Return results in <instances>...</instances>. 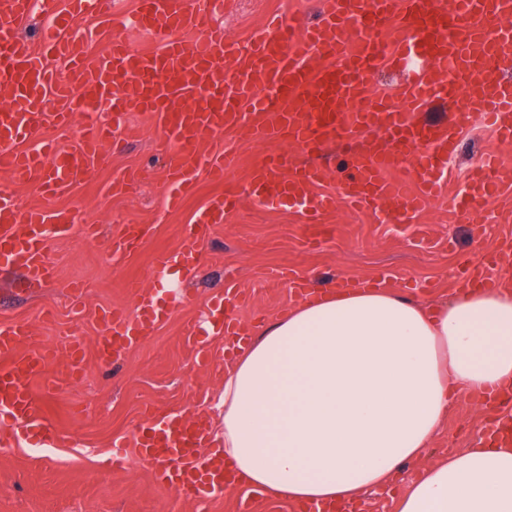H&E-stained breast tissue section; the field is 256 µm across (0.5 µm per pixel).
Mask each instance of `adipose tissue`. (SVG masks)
<instances>
[{
  "instance_id": "obj_1",
  "label": "adipose tissue",
  "mask_w": 512,
  "mask_h": 512,
  "mask_svg": "<svg viewBox=\"0 0 512 512\" xmlns=\"http://www.w3.org/2000/svg\"><path fill=\"white\" fill-rule=\"evenodd\" d=\"M512 387V288L425 304L339 291L260 329L224 377V458L250 488L334 505L392 483L463 396ZM397 512H512V447L426 468Z\"/></svg>"
}]
</instances>
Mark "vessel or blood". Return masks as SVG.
<instances>
[{"label": "vessel or blood", "mask_w": 512, "mask_h": 512, "mask_svg": "<svg viewBox=\"0 0 512 512\" xmlns=\"http://www.w3.org/2000/svg\"><path fill=\"white\" fill-rule=\"evenodd\" d=\"M51 18L42 48L21 37L33 4ZM110 0H0V171L36 185L51 196L67 194L88 170L104 160L102 146L124 115L148 113L167 135L171 184L166 201L177 206L197 171L224 185L197 217L181 249L183 268L192 272L200 243L213 216L230 212L240 199L228 181L235 167L232 153L201 152L226 127L249 120L266 139H286L308 154L323 151L341 136L369 128L385 132L383 144L361 153L354 173L341 185V197L353 206L387 216L414 211L444 195L449 157L457 149V131L479 116L503 144L512 142V81L500 68L512 55V0H323L320 20L297 27L277 21L255 35L248 52L211 24L222 0H138L135 21L153 35H164L156 53H134L114 41L101 55L88 54L81 41L66 36L78 17L105 13ZM397 26L390 42L378 39L381 28ZM363 27L351 41L348 31ZM195 30L198 42L185 44L181 31ZM327 65H317L318 57ZM67 62L65 75L51 70L49 59ZM412 64L413 75L398 89L411 111L395 109L386 99H371L361 78L379 62ZM234 64L225 78V64ZM105 103L109 125L88 122L75 143L62 149L45 132L70 126L85 114L89 100ZM447 100L455 110L452 125L428 124L414 112ZM400 180H391L392 171ZM322 169L293 163L286 154L268 155L252 173L249 197L263 208L277 200L301 199L306 217L324 231L323 216L340 196L311 192ZM415 178L418 193L403 181ZM512 173L496 155L475 166L469 192L455 202L467 211L478 198L496 196ZM72 229L64 213L34 208L19 212L10 192L0 190V263L23 270L27 286L43 287L54 277L47 259L49 232L63 236ZM128 310L105 309L98 317L103 341L101 359L122 357L163 324L171 304L160 303L152 289L134 287ZM32 335L29 324L0 325V446L21 441L52 445L59 435L41 415L30 384L46 369L47 349L23 350ZM149 465L161 485L187 500L222 493L224 455L208 448L206 422L187 424L166 412L151 415L146 426L112 443L110 462L121 470L130 458Z\"/></svg>", "instance_id": "1"}]
</instances>
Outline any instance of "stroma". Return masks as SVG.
Returning <instances> with one entry per match:
<instances>
[{"mask_svg": "<svg viewBox=\"0 0 512 512\" xmlns=\"http://www.w3.org/2000/svg\"><path fill=\"white\" fill-rule=\"evenodd\" d=\"M320 7V0H226L214 22L245 47L274 18L299 17L316 24ZM136 9L137 0H112L110 19H77L71 32L95 55L116 39L137 52L160 50L161 40L136 25ZM383 139L382 130H367L314 158L287 142L260 140L241 125L226 129L222 143L237 158L229 178L240 187H247L252 168L267 155L285 153L295 162L324 168L327 178L318 190L337 195L349 172V151L366 150ZM488 153L512 167V144H499L479 120H472L460 132L448 163L445 200L415 213L395 214L382 224L370 212L338 199L327 218L328 232L319 236L312 235L298 208L260 210L242 197L223 223L209 228L194 275L186 278L173 271L171 291L183 294L182 303L147 340L113 363L98 360L96 354L100 309L131 308V285L157 287L155 254L177 252L195 214L222 195L223 186L198 173L179 207L167 208L166 137L151 117L138 112L127 115L121 135L105 143L103 164L68 195H43L0 172V189L10 191L21 210H63L74 224L69 235L47 243L56 278L45 287L26 288L15 271L0 268V325L28 322L34 342L53 354L32 387L61 437L48 454L28 443L0 447V512H237L249 487L182 500L158 485L140 461L114 472L106 464L113 441L130 436L152 410L185 417L201 412L209 419L212 449L223 450L224 374L233 361L222 336H205L201 330L211 301L219 296L226 315L254 328L287 315L295 297L287 281L273 280L272 272L290 269L324 288L336 280H358L386 270L420 301L451 299L462 286L463 266L512 239V185L492 200L473 204L468 216L453 208L478 157ZM131 170L142 172V179L120 194L110 192V185ZM128 224L142 227L145 234L118 259L112 238ZM73 340L83 343L86 354L77 380L67 376L66 354ZM487 422L474 398H461L427 453L404 466L390 491L363 493L365 512H395L398 496L425 467L477 444Z\"/></svg>", "mask_w": 512, "mask_h": 512, "instance_id": "1", "label": "stroma"}]
</instances>
